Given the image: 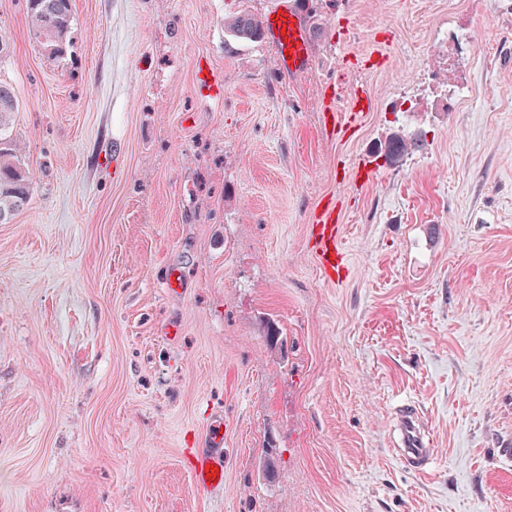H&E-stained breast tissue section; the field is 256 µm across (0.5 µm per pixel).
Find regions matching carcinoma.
<instances>
[{"instance_id":"obj_1","label":"carcinoma","mask_w":512,"mask_h":512,"mask_svg":"<svg viewBox=\"0 0 512 512\" xmlns=\"http://www.w3.org/2000/svg\"><path fill=\"white\" fill-rule=\"evenodd\" d=\"M30 31L50 57H61L67 48L66 37L72 22L71 0H28ZM233 36L241 41L260 42L265 38L262 22L249 13H240L229 23ZM17 100L12 90L0 84V132L16 111ZM30 179L9 149L0 147V223L23 208L30 198Z\"/></svg>"}]
</instances>
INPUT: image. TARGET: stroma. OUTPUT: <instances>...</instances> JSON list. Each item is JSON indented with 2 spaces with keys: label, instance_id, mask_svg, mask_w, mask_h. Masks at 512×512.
Returning <instances> with one entry per match:
<instances>
[{
  "label": "stroma",
  "instance_id": "stroma-1",
  "mask_svg": "<svg viewBox=\"0 0 512 512\" xmlns=\"http://www.w3.org/2000/svg\"><path fill=\"white\" fill-rule=\"evenodd\" d=\"M280 2L72 0L54 58L0 0L31 177L0 223V512H512V0H302L297 77L225 24ZM332 78L357 128L323 127ZM330 198L340 284L308 239ZM395 415L397 440L393 455L412 472L427 471L434 464L435 454L422 414L414 403L405 402L397 406ZM216 427L218 429L210 439L211 448L198 449L190 461L196 487L204 491H215L224 486V434L221 425Z\"/></svg>",
  "mask_w": 512,
  "mask_h": 512
}]
</instances>
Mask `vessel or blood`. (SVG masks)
<instances>
[{
	"mask_svg": "<svg viewBox=\"0 0 512 512\" xmlns=\"http://www.w3.org/2000/svg\"><path fill=\"white\" fill-rule=\"evenodd\" d=\"M263 26L276 48V65L286 72L305 73L311 62L309 34L303 13L288 5L273 11L263 21ZM369 106L365 93H356L346 110H329L324 120L332 127L357 126ZM308 236L318 267L329 282L341 280L345 270L346 253L339 213L334 201H327L315 211L308 226ZM396 445L393 455L408 470L420 473L431 468L435 460L431 440L418 407L411 402L396 408ZM190 469L197 488L206 491L221 489L224 485V434L214 431L210 445L198 449L192 456Z\"/></svg>",
	"mask_w": 512,
	"mask_h": 512,
	"instance_id": "obj_1",
	"label": "vessel or blood"
}]
</instances>
